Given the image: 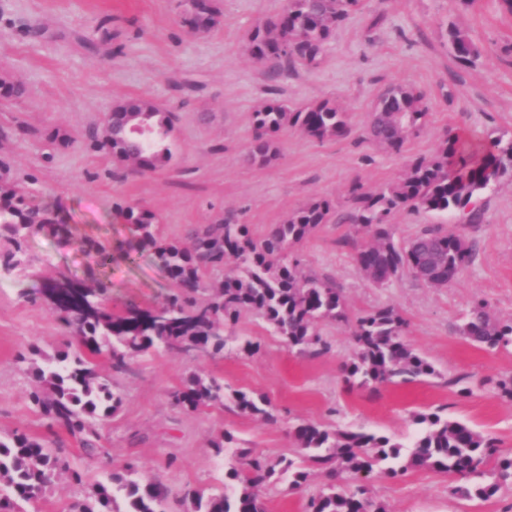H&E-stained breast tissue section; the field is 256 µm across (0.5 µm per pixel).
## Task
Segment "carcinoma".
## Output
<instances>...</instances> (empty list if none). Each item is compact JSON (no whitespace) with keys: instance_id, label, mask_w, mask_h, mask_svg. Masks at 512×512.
<instances>
[{"instance_id":"cac0c4a2","label":"carcinoma","mask_w":512,"mask_h":512,"mask_svg":"<svg viewBox=\"0 0 512 512\" xmlns=\"http://www.w3.org/2000/svg\"><path fill=\"white\" fill-rule=\"evenodd\" d=\"M184 23L193 30L216 24L217 10L211 0H190ZM361 6V0H286L283 11L255 27L248 37L249 52L271 63L273 72L294 62L316 66L325 45L338 28ZM448 44L455 60L468 66L480 56V47L467 32L448 26ZM112 113V131L105 145L113 157L132 159L136 167L153 172L164 167L171 152L164 145L171 130L168 113L152 100L135 98L117 104ZM427 110L424 95L412 86L396 85L387 90L383 113L371 122L368 138L379 146L399 152L408 137L423 124ZM143 122L138 135L128 132L129 122ZM254 143L248 161L266 164L278 155L280 133L297 128L323 142L350 133L345 115L327 100L291 106L267 101L253 112ZM512 177V140L489 138V145L475 151L463 148L458 133L448 132L437 151L415 158L403 177L377 193L358 187L350 192L355 220L367 239L355 260L368 279L382 286L404 273L433 288L456 282L473 258V246L460 232L428 227L410 239V246L397 249L390 214L410 206L437 213L462 212L482 191L500 179ZM331 204L312 200L288 215L270 233L257 238L249 225L233 215L191 232L190 244L161 239L155 229L157 217L139 206H116L125 223L136 233L139 250L152 253L154 262L173 282L176 292L164 303L166 317L158 320L143 309L128 307L114 312L106 304L111 284L96 280L91 287L78 282L83 297L93 306L66 303L57 309L70 328L80 352L53 354L34 351L28 371L34 385L28 398L40 416L64 429L93 456L102 451L99 423L112 416L121 397L101 380L96 355L106 357L112 369L121 371L135 356L149 350L178 352L198 348L212 358L224 354L235 339L226 327L235 325L239 314L253 311L281 336L288 349L318 355L328 349L319 332L326 321H336L352 330L353 352L346 364L348 381L360 387L391 382L407 383L433 376L432 364L404 340L407 320L390 307H383L355 320L349 318L344 297L327 277L307 275L298 258H288L290 246L313 235L327 223ZM68 233L57 214L48 207L29 204L24 189L13 180L8 168L0 173V271L12 272L29 263L27 237L37 231ZM94 262H112L110 247L88 243ZM234 260L233 271L213 277ZM206 292L205 301L196 298ZM457 333L476 348L497 350L512 345V319L492 316L488 304L479 300L461 317ZM176 405L189 411L224 403V385L202 371H193L184 387L173 393ZM236 407L243 413L271 418L267 401L242 392L235 394ZM417 434L405 445L378 433L329 430L316 423L294 428L292 437L298 460L272 461L248 450L224 459V490L206 495L187 489L180 498L183 512H267L262 487L276 474H286L290 485L299 488L309 478L305 464L326 467L334 478L343 471L368 475L377 467L395 477L410 469L427 468L451 477H489L487 483H465L451 487L463 499L486 500L512 483V455L498 453L496 440L474 431L466 423L448 419L438 412L414 417ZM71 474L83 488V497L70 512H164L170 490L156 480H144L130 465L112 471L105 481L86 484L82 473L72 467L61 449L40 436L15 429L0 437V512H26L25 505L43 497L56 477ZM368 490L322 492L311 497L307 512H360ZM125 507H120L118 499Z\"/></svg>"}]
</instances>
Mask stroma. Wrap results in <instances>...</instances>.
I'll return each mask as SVG.
<instances>
[{
  "instance_id": "obj_1",
  "label": "stroma",
  "mask_w": 512,
  "mask_h": 512,
  "mask_svg": "<svg viewBox=\"0 0 512 512\" xmlns=\"http://www.w3.org/2000/svg\"><path fill=\"white\" fill-rule=\"evenodd\" d=\"M218 23L189 31L187 0H0V81L19 96L0 98V162L24 186L32 204L56 211L69 232L31 234V266L0 273V433L21 429L48 441L63 436L34 412L27 399L32 379L24 356L75 351L77 342L47 303L45 290L66 278L86 279L82 244H108L113 259L97 270L110 282L113 310L148 309L174 288L151 254L135 249V234L117 214L138 205L158 217L157 232L189 243L194 227L235 215L264 236L272 225L314 200L333 208L326 224L297 245L305 272L340 288L350 316L394 308L408 321L405 339L434 365L436 376L412 384L368 388L348 384L344 366L353 350L348 328L320 327L331 345L320 356L288 349L264 319L242 312L239 341L256 343L251 354L234 350L209 358L154 351L133 358L126 371L96 363L122 397L101 424L102 454L89 457L69 446L74 467L97 481L126 465L171 490L167 512H182L185 488L213 493L224 485V459L213 440L227 433L236 448L269 459L295 455L292 431L301 422L330 430L376 432L402 443L416 433L412 417L443 411L496 439L512 454V401L496 381L512 374V347L486 352L455 331L462 314L486 301L500 319L512 318V178L484 191L474 220L408 208L390 222L406 240L428 225L463 233L474 256L460 279L433 288L403 276L380 288L355 261L364 234L352 219L349 191L378 192L397 181L409 163L432 155L446 130L481 141L512 137V13L498 0H365L336 29L317 66L295 65L274 75L245 48L250 32L277 15L284 0H214ZM468 32L481 55L456 62L449 24ZM394 84L424 94L428 115L401 151L382 149L365 129L378 96ZM146 97L172 115L168 143L173 158L141 174L99 148L102 121L114 105ZM271 99L302 106L334 102L350 125L348 136L319 142L291 128L279 137V154L264 166L244 157L253 145L252 114ZM195 370L224 385V402L199 411L177 407L172 393ZM463 377L471 390L460 397L449 381ZM266 398L271 419L239 412L234 392ZM306 484L291 489L274 478L262 494L269 512H304L309 497L326 490L324 468L313 466ZM454 480L429 469L392 478L373 472L366 485L388 512H512V485L485 501L451 494Z\"/></svg>"
}]
</instances>
